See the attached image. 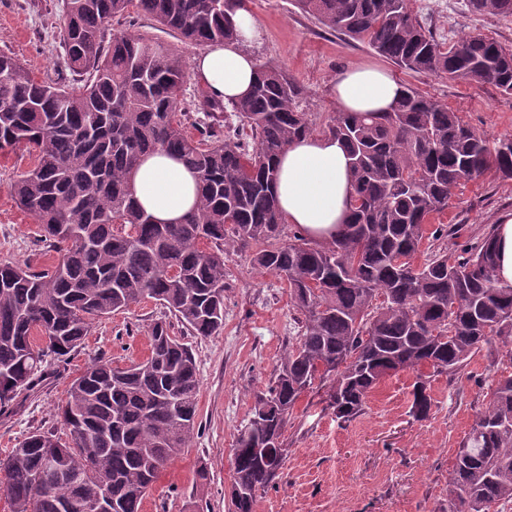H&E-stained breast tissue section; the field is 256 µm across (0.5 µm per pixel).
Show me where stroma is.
Returning <instances> with one entry per match:
<instances>
[{
	"label": "stroma",
	"instance_id": "obj_1",
	"mask_svg": "<svg viewBox=\"0 0 512 512\" xmlns=\"http://www.w3.org/2000/svg\"><path fill=\"white\" fill-rule=\"evenodd\" d=\"M410 7L437 35L483 34L512 48V17L472 14L465 0H410ZM251 13L262 28L251 48L254 58L281 66L304 87L306 110L317 125H325L338 109L333 87L340 72L381 62L367 43L329 31L293 0H255ZM62 23V0H0V51L16 56L38 79L79 87V76L64 64L58 37ZM130 27L161 38L179 54L186 73L182 94L192 97L199 84L194 60L200 47L134 12L114 19L111 29ZM388 71L401 84L458 112L488 139L512 138V95L393 65ZM33 166L25 148L0 152V262L27 263L37 270L51 259L44 254L38 224L10 193L11 184ZM509 214L512 179L489 173L461 182L439 216L440 223L458 225L460 231L443 245L449 252L461 251ZM225 264L229 288L223 331L202 338L188 335L180 323L171 325L197 363V427L189 448L153 483L142 512H228L235 435L251 416L254 394L273 380L281 356L295 341L297 314L284 280L254 268L240 253H228ZM167 316L151 299L131 305L97 322L67 359L48 360L46 381L24 393L16 411L0 415V459L32 432L66 436L58 408L73 378L95 360L119 367L144 360L151 325ZM492 353L498 365H491ZM505 353L497 344L491 353H477L456 379L432 377L434 406L424 421L410 414L412 370L385 377L364 413L347 424L326 410L324 389L305 392L283 431L285 464L272 486L259 492L255 512H446L456 450L489 399L497 369L512 372Z\"/></svg>",
	"mask_w": 512,
	"mask_h": 512
}]
</instances>
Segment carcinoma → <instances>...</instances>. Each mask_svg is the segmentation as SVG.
Here are the masks:
<instances>
[{
	"mask_svg": "<svg viewBox=\"0 0 512 512\" xmlns=\"http://www.w3.org/2000/svg\"><path fill=\"white\" fill-rule=\"evenodd\" d=\"M327 29L367 42L380 57L415 73L512 95V50L470 35L446 47L413 15L410 0H294ZM477 15L512 16V0H467ZM252 0H64L59 43L74 89L35 79L0 53V150L24 145L33 169L11 185L17 206L39 224L52 264L0 263V378L19 392L0 396V414L45 379L46 358L79 348L93 324L149 298L192 336L224 329V255L283 279L302 315L296 343L267 389L255 395L233 444L228 512H254L257 494L283 468L281 436L290 411L315 380L330 382L329 408L359 417L386 376L416 370L411 414L429 418L428 367L453 378L495 341L512 344V285L496 276L494 229L464 256L424 242L448 236L431 218L448 208L462 181L489 172L512 179V138L487 139L458 114L411 87L390 112L337 111L323 133L342 140L351 160L350 220L318 243L294 233L273 194L276 159L314 134L304 89L281 67L255 62L246 96L231 103L203 89L195 108L199 138L185 131L181 59L139 33L107 37L130 6L166 33L197 46L239 37L235 21ZM234 112L230 127L224 112ZM177 156L199 180V202L177 224H158L131 196L128 175L147 153ZM208 238L200 246L201 238ZM172 268L175 278L166 277ZM141 362L120 372L94 361L73 379L61 406L68 444L33 432L0 459V487L12 512H59L100 497L139 512L159 473L196 429L200 379L191 350L156 321ZM67 448L47 462L53 443ZM512 503V374L494 380L485 407L461 441L448 473V512H490Z\"/></svg>",
	"mask_w": 512,
	"mask_h": 512,
	"instance_id": "1",
	"label": "carcinoma"
}]
</instances>
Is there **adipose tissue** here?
<instances>
[{"label":"adipose tissue","instance_id":"adipose-tissue-1","mask_svg":"<svg viewBox=\"0 0 512 512\" xmlns=\"http://www.w3.org/2000/svg\"><path fill=\"white\" fill-rule=\"evenodd\" d=\"M242 42L214 44L195 59V71L209 91L224 102L245 96L254 81V58L249 50L261 35L253 15H237ZM336 100L348 112H388L403 88L384 68L359 65L340 74ZM274 186L284 223L300 227L319 242L335 238L349 220L354 193L350 158L345 144L333 136L310 135L288 145L278 159ZM129 188L138 206L160 224H174L197 201L194 173L162 151L146 156L129 175Z\"/></svg>","mask_w":512,"mask_h":512}]
</instances>
